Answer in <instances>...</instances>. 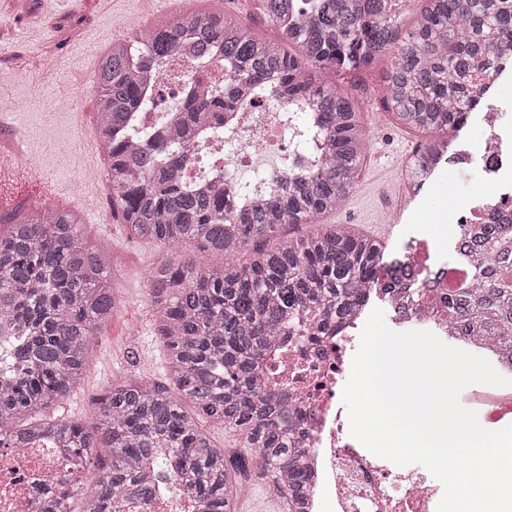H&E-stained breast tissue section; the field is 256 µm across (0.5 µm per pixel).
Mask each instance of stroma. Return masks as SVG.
Masks as SVG:
<instances>
[{"mask_svg":"<svg viewBox=\"0 0 512 512\" xmlns=\"http://www.w3.org/2000/svg\"><path fill=\"white\" fill-rule=\"evenodd\" d=\"M197 10L219 11L261 37L276 36L257 0H0V67L13 68L33 91L26 98L0 90V216L13 215L23 204L34 208L67 199L69 209L84 219L86 244L109 254L121 300L107 331L91 340L80 385L54 410L87 427L96 423L98 402L112 380L127 375L166 379L163 344L153 332L147 290V276L163 251L155 243L129 239L103 195L92 196L84 189L86 168L99 158L93 77L113 42L144 25ZM45 54L61 61L52 82L41 78ZM391 65L386 56L357 72L322 74L325 83L355 94L371 90L361 100L368 155L360 182L347 204L323 222L351 225L379 238L390 252L403 250L426 233L437 234L446 244L451 230L438 216L453 196L466 194L474 172L444 168L427 178L416 195L400 199L401 165L427 137L399 126L377 93ZM19 151L36 165L33 178L22 183L15 176L14 155ZM240 480L250 494L239 499L237 512H282L281 495L259 456L247 454Z\"/></svg>","mask_w":512,"mask_h":512,"instance_id":"stroma-1","label":"stroma"}]
</instances>
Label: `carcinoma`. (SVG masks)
I'll list each match as a JSON object with an SVG mask.
<instances>
[{"mask_svg":"<svg viewBox=\"0 0 512 512\" xmlns=\"http://www.w3.org/2000/svg\"><path fill=\"white\" fill-rule=\"evenodd\" d=\"M391 0H262L278 38L258 37L248 25L215 11L191 12L112 44L101 58L96 125L112 191V217L129 238L170 250L194 243L223 262L201 268L166 256L149 273L155 330L166 347L173 383L123 378L100 400L87 430L65 417L44 415L83 377L88 344L119 309L107 286L110 258L86 246L74 212L46 204L9 219L0 233V324L21 340L10 346L13 370L0 377V448L46 438L73 449L93 482L82 512H119L152 498L145 471L158 449L164 476L181 481L202 512H234L240 483L204 422L243 436L302 512L307 477L290 403L265 389L263 364L277 341L300 339L304 318L341 325L367 289L382 278L417 284L404 254L346 224L289 237L272 248L260 240L286 224H314L335 211L358 186L368 138L355 96L321 80L325 70L351 71L392 55L387 108L395 121L432 138L415 153L416 189L452 161L449 139L479 110L486 89L478 74L512 60V0H423L416 25L400 33ZM216 55L234 67L241 87L274 85L277 99L304 102L308 117L300 147L323 146L321 163L291 178L270 197L240 204L216 186L185 185L193 127L237 107L232 85L172 108L179 122L162 139L135 122L153 110L145 94L158 62L169 56ZM460 259L471 284L448 295V319L486 344L491 359L512 366V224H466ZM194 404L188 412L183 400ZM110 457L106 465L98 449Z\"/></svg>","mask_w":512,"mask_h":512,"instance_id":"carcinoma-1","label":"carcinoma"}]
</instances>
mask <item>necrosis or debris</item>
<instances>
[{"label":"necrosis or debris","instance_id":"4bbe7bcc","mask_svg":"<svg viewBox=\"0 0 512 512\" xmlns=\"http://www.w3.org/2000/svg\"><path fill=\"white\" fill-rule=\"evenodd\" d=\"M198 68L186 58L161 61L156 67L151 98L162 89L183 98ZM302 110L268 99L231 113L224 120V137L202 136L193 144L194 157L186 174L192 184L209 181L212 172L225 183H242L243 172H252L250 193L262 197L286 173H300L313 161L294 146L302 124ZM284 148L291 169L264 165L274 148ZM480 161L478 190L464 202L448 206V222L458 224L512 223V131L499 122L495 108H488L471 131V150L458 155L456 169ZM435 239L422 238L409 250L408 263L430 271L419 286L402 285L385 291L374 289L387 324L395 331L428 330L447 339L448 291L464 280L462 269L438 259ZM364 302L339 329L310 331L301 345L277 350L267 375L287 386L300 429L294 440L303 452L310 480L306 486L305 512H436L442 496L440 483L425 468L397 469L367 450L350 434L342 403L355 344L372 310ZM83 476L63 448L38 442L22 448H0V512H66L63 489L82 483ZM123 512H200L196 497L184 490L159 488L149 505L130 502Z\"/></svg>","mask_w":512,"mask_h":512}]
</instances>
